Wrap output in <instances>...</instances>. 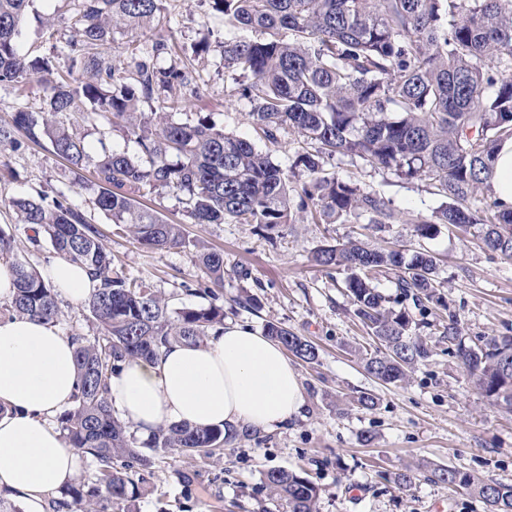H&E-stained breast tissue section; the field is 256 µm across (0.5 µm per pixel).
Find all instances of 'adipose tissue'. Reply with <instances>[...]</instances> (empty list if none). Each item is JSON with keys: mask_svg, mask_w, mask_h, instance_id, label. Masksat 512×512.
<instances>
[{"mask_svg": "<svg viewBox=\"0 0 512 512\" xmlns=\"http://www.w3.org/2000/svg\"><path fill=\"white\" fill-rule=\"evenodd\" d=\"M486 191L512 208V138L493 155ZM42 276L68 301H88V268L58 258ZM71 337L38 318L0 319V496L24 512H47L76 477L81 455L65 443L56 416L72 407L77 369ZM122 417L145 435L189 423L241 432L274 430L305 407L299 374L281 344L228 323L197 345L176 343L151 359L126 362L109 381Z\"/></svg>", "mask_w": 512, "mask_h": 512, "instance_id": "1", "label": "adipose tissue"}]
</instances>
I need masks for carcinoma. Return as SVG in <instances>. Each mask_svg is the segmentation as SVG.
Masks as SVG:
<instances>
[{
	"instance_id": "1",
	"label": "carcinoma",
	"mask_w": 512,
	"mask_h": 512,
	"mask_svg": "<svg viewBox=\"0 0 512 512\" xmlns=\"http://www.w3.org/2000/svg\"><path fill=\"white\" fill-rule=\"evenodd\" d=\"M30 2L0 0V83L19 84L37 74L53 80L41 120L16 112L11 126L0 127V150L17 144L16 131L33 143L46 138L77 177L89 154L66 116L80 114L88 123L108 114L124 120L125 136L134 139L140 158L103 149L95 164L100 190L93 207L141 245L164 250L183 246L185 239L182 225L141 207L136 193L174 196L196 224H255L275 231L308 217L322 224L396 222L380 193L324 173V159L340 155L405 180H425L447 199L431 215L416 217L419 236L434 235L439 224L476 226L490 251L512 260V210L494 201L471 207L486 187L497 145L512 138V0H206L211 14L242 35L215 41L205 35L193 53H220L227 73L224 99H249L259 137L276 144L288 130L308 146L291 164L306 172L298 185L251 141L204 117L170 119V111L202 91L177 62L176 45L155 43L153 51L169 54L171 63L150 67L140 43L128 41L127 75L116 77L118 66L101 46L117 32L167 25V0H81L71 19L76 37L65 40L71 65L90 75L78 84L68 74H53L49 61L22 53L20 23ZM144 102L156 106L146 114L140 110ZM9 205L20 223L38 226L32 244L47 234L57 255L88 266L99 281L87 302L98 334L72 336L79 381L74 406L61 417L65 442L93 460L96 474L89 484L65 487L58 506L112 512L113 505L137 496L139 468L150 460L132 446L129 426L114 413L109 380L127 361L154 357L173 343H201L224 326V307L216 304L224 287V254L196 256L209 279L200 291L209 305L172 311L165 295L114 266L92 217L63 196L15 197ZM312 260L348 272L344 285L356 316L377 344L363 358L365 370L386 384L406 382L433 350L412 333L408 312L385 305L370 273L396 271V288L423 312L426 304L440 302L436 258L349 239L319 247ZM2 261L15 276L6 311L57 322L63 312L55 288L0 228ZM263 330L297 358L316 361V347L281 323L268 321ZM440 338L455 346L481 399L512 412V336H483L468 346L452 320ZM238 437L221 428L177 424L159 427L147 448H221ZM431 476L466 489L485 512H512V484L450 466L433 468ZM262 482L288 512H317L320 489L306 473L269 469Z\"/></svg>"
}]
</instances>
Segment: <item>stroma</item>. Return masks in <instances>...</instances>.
Returning a JSON list of instances; mask_svg holds the SVG:
<instances>
[{"label":"stroma","mask_w":512,"mask_h":512,"mask_svg":"<svg viewBox=\"0 0 512 512\" xmlns=\"http://www.w3.org/2000/svg\"><path fill=\"white\" fill-rule=\"evenodd\" d=\"M74 0H32L21 27V43L31 55H52L53 68L64 71L69 59L53 54L52 36L70 34ZM173 28L144 30L143 43L164 39L183 48L182 59L202 98L187 102L175 120L211 118L226 133L253 140L275 163L290 166L300 148L296 134L282 133L278 144L257 139L247 101L224 99V66L218 53L194 56L191 45L205 28L225 27L203 0H169ZM47 95L45 84L32 77L21 87L0 83V125L14 112L37 111ZM327 173L380 192L400 212L397 223L289 224L272 237L258 235L250 224H194L174 197L149 200L150 208L183 225L186 244L164 251L148 249L130 236H115L104 215L95 220L115 265L128 277L143 279L169 297L171 308L201 304L197 291L207 285L196 255L224 254V286L220 302L225 322L262 330L277 321L314 343L319 357L307 363L293 359L305 398L303 413L286 427L263 432L261 440L241 439L224 449L222 459L153 453L144 470L133 512H270L275 503L261 481L272 468L305 470L320 487L318 512H484L467 490L448 488L429 479L430 468L450 465L482 478L512 484V413L479 400L466 372L437 325L456 319L464 341L479 336L512 335V262L484 245L477 228L438 225L434 236L417 235L411 216L428 215L443 202L424 180L405 181L362 160L335 157ZM44 192L64 195L76 208L91 211L98 192L93 167L74 180L49 143L21 141L17 149L0 151V227L14 234L17 245L36 268L56 257L48 238L28 240L9 207L10 198ZM359 238L377 246H399L406 252H429L438 260V291L445 307H433L428 325L433 355L417 364L403 385H387L365 371L362 359L375 345L354 314L343 286V271H326L311 257L327 243ZM249 278H242L241 270ZM261 301L260 309L240 304L243 291ZM376 400L373 409L358 407L359 395ZM411 468L417 479L410 489L392 477Z\"/></svg>","instance_id":"35a3bbf8"}]
</instances>
